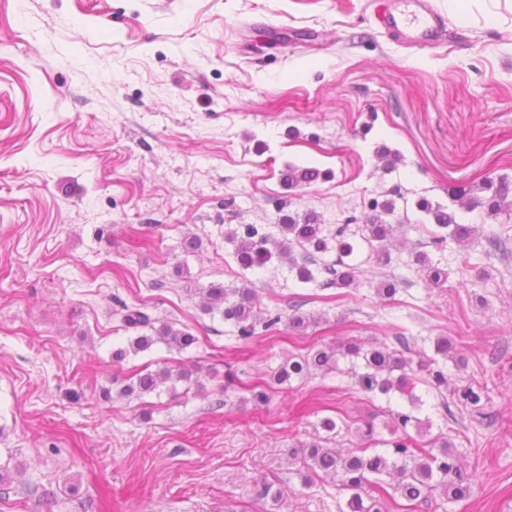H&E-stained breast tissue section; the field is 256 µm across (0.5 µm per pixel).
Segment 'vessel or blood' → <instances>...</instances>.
Listing matches in <instances>:
<instances>
[{"label": "vessel or blood", "instance_id": "1", "mask_svg": "<svg viewBox=\"0 0 512 512\" xmlns=\"http://www.w3.org/2000/svg\"><path fill=\"white\" fill-rule=\"evenodd\" d=\"M383 26L410 45L428 47L448 34V22L435 11L429 0H392L382 17Z\"/></svg>", "mask_w": 512, "mask_h": 512}]
</instances>
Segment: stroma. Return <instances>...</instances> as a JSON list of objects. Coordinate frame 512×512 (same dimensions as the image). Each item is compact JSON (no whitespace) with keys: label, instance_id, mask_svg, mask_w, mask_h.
<instances>
[{"label":"stroma","instance_id":"stroma-1","mask_svg":"<svg viewBox=\"0 0 512 512\" xmlns=\"http://www.w3.org/2000/svg\"><path fill=\"white\" fill-rule=\"evenodd\" d=\"M382 0H0V512H339L331 479L305 484L289 448L318 437L352 447L399 394L345 374L250 389L307 341H456L451 381L486 388V418H443L417 386L432 433L475 467L465 500L414 512H512V223L460 212L472 246L437 250L409 209L388 268L356 285L302 286L286 267L244 272L229 224H274L314 209L366 223L373 198L445 206L487 177L512 178V0H432L446 40L410 49L377 22ZM400 157L384 171L379 146ZM325 180L287 190L286 165ZM193 234L194 253L181 243ZM505 241V250L487 240ZM423 248L448 272L430 285L408 263ZM398 280L380 301L382 277ZM251 280L262 308L294 299L322 322L308 338L280 323L237 340L202 315L199 288ZM189 328L196 346L157 343L112 361L130 335L121 304ZM178 366L175 392L99 399L133 373ZM336 420L334 431L322 418ZM283 489L260 497L262 482Z\"/></svg>","mask_w":512,"mask_h":512}]
</instances>
